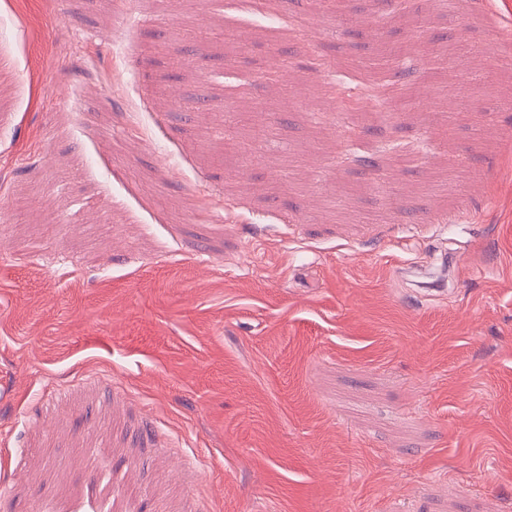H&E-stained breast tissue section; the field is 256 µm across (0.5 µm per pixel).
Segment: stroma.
<instances>
[{
	"instance_id": "stroma-1",
	"label": "stroma",
	"mask_w": 512,
	"mask_h": 512,
	"mask_svg": "<svg viewBox=\"0 0 512 512\" xmlns=\"http://www.w3.org/2000/svg\"><path fill=\"white\" fill-rule=\"evenodd\" d=\"M174 2L0 0V512H512V0Z\"/></svg>"
}]
</instances>
